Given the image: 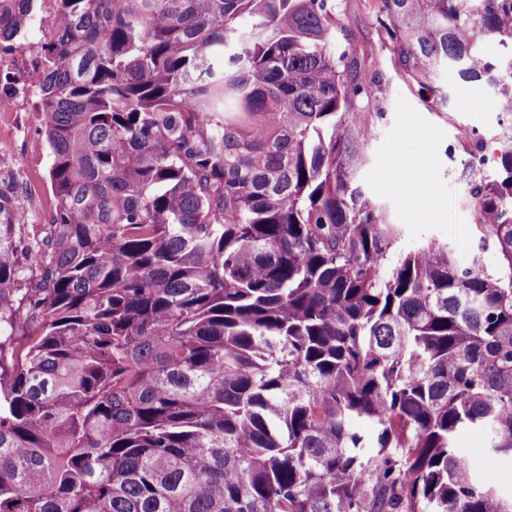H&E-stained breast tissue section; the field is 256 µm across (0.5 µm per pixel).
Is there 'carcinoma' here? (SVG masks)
<instances>
[{
    "mask_svg": "<svg viewBox=\"0 0 512 512\" xmlns=\"http://www.w3.org/2000/svg\"><path fill=\"white\" fill-rule=\"evenodd\" d=\"M60 3L50 222L0 187V512H512L457 443L512 466V135L463 164L474 261L398 251L336 0ZM381 3L423 89L512 117V0Z\"/></svg>",
    "mask_w": 512,
    "mask_h": 512,
    "instance_id": "obj_1",
    "label": "carcinoma"
}]
</instances>
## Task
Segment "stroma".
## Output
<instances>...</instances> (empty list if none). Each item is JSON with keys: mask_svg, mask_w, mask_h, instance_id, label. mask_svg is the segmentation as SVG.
<instances>
[{"mask_svg": "<svg viewBox=\"0 0 512 512\" xmlns=\"http://www.w3.org/2000/svg\"><path fill=\"white\" fill-rule=\"evenodd\" d=\"M339 4L341 42L349 45L361 70H377L384 76L370 105L374 136L362 173L365 191L391 223L400 226L402 249L431 240L445 242L460 264H469L475 249L476 216L471 184L461 175L463 163L474 156L492 159L500 138L512 132V120L494 111L491 87L461 83L451 71L441 72L436 81L447 93V103H429L428 91L403 70L391 45L378 41L379 0H339ZM462 127L473 130L475 139L459 142ZM39 136L36 102H28L23 112H0V173L13 172L36 187L34 194L18 198L26 224L44 223L53 207L49 160L33 147ZM397 144L423 161L432 207L419 208L406 190L379 181L377 174Z\"/></svg>", "mask_w": 512, "mask_h": 512, "instance_id": "1", "label": "stroma"}]
</instances>
